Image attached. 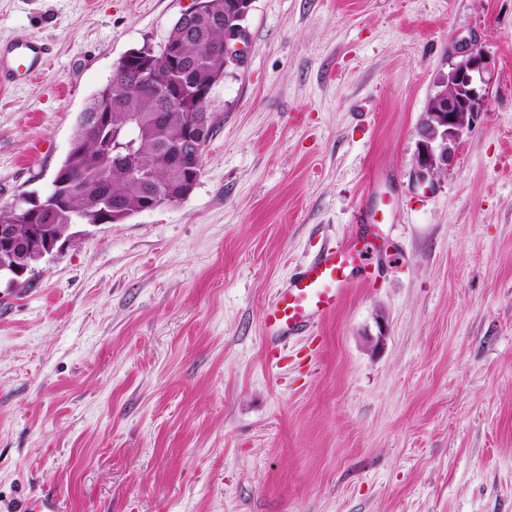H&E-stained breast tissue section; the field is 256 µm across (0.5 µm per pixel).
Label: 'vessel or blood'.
Listing matches in <instances>:
<instances>
[{
    "label": "vessel or blood",
    "instance_id": "b4317fda",
    "mask_svg": "<svg viewBox=\"0 0 512 512\" xmlns=\"http://www.w3.org/2000/svg\"><path fill=\"white\" fill-rule=\"evenodd\" d=\"M48 55V46L39 41L0 43V84L31 80L43 70ZM359 257L353 244L325 247L286 286L274 291L263 315L270 358H277L283 340L310 331L335 312L353 285L352 272Z\"/></svg>",
    "mask_w": 512,
    "mask_h": 512
}]
</instances>
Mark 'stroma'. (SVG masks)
Wrapping results in <instances>:
<instances>
[{"label":"stroma","instance_id":"35a3bbf8","mask_svg":"<svg viewBox=\"0 0 512 512\" xmlns=\"http://www.w3.org/2000/svg\"><path fill=\"white\" fill-rule=\"evenodd\" d=\"M192 5L0 0L1 42L52 49L0 85V208ZM244 26L191 194L0 279V512H512V0H254ZM464 39L488 110L425 189L418 121ZM345 242L376 279L268 359L273 292Z\"/></svg>","mask_w":512,"mask_h":512}]
</instances>
